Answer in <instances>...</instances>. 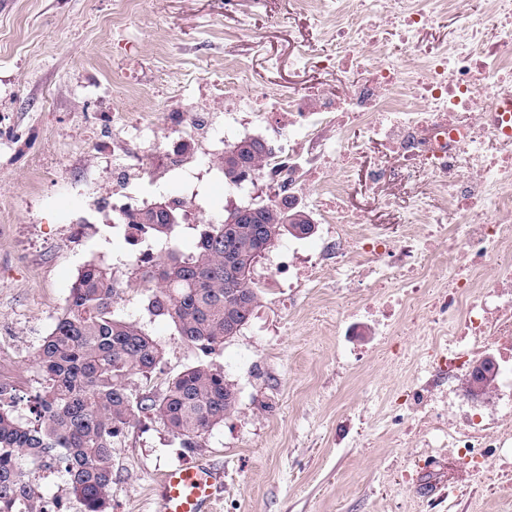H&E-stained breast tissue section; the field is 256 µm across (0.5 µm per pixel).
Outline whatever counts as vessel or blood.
Returning a JSON list of instances; mask_svg holds the SVG:
<instances>
[{
  "label": "vessel or blood",
  "mask_w": 512,
  "mask_h": 512,
  "mask_svg": "<svg viewBox=\"0 0 512 512\" xmlns=\"http://www.w3.org/2000/svg\"><path fill=\"white\" fill-rule=\"evenodd\" d=\"M223 487V469L204 463L171 467L159 483V512H212Z\"/></svg>",
  "instance_id": "b4317fda"
}]
</instances>
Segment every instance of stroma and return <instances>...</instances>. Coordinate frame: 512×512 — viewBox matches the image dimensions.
<instances>
[{"instance_id": "obj_1", "label": "stroma", "mask_w": 512, "mask_h": 512, "mask_svg": "<svg viewBox=\"0 0 512 512\" xmlns=\"http://www.w3.org/2000/svg\"><path fill=\"white\" fill-rule=\"evenodd\" d=\"M114 0H0V370L40 380L33 354L62 312L80 270L110 268L122 284L117 313L161 341L165 353L151 378L135 374L133 394L161 393L166 380L201 361L174 327L148 310L149 293L132 274L129 244L112 192V114L136 108L123 87L158 102L199 95L213 79L225 44L251 62L261 87L279 92L315 85L297 71L298 45L315 41L309 16H289L288 0H265L252 31L224 0H146L153 25L128 16L113 27ZM261 38L279 60L254 56ZM381 154L367 145L349 205L369 224L391 227L380 200L398 187L373 185L364 167ZM182 170L145 175L137 189L150 200L184 198ZM198 196L177 229L188 250L196 227L244 204L223 178L197 182ZM277 249L262 255L253 278L259 302L248 323L209 358L238 392L235 411L195 451L181 448L157 419L140 417L112 450V512H159L157 483L169 467L206 462L224 471L215 512H512V491L488 482L438 497L421 468L448 465L444 448L412 447L409 435L382 419V401L412 370L398 373L370 353L368 332L353 337L361 360L345 361L346 324L354 320L348 288H268Z\"/></svg>"}]
</instances>
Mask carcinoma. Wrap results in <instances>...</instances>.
Returning a JSON list of instances; mask_svg holds the SVG:
<instances>
[{"mask_svg":"<svg viewBox=\"0 0 512 512\" xmlns=\"http://www.w3.org/2000/svg\"><path fill=\"white\" fill-rule=\"evenodd\" d=\"M242 146L221 158L224 183L238 185L244 168L266 159ZM258 223L232 214L196 225L192 248L176 247L136 277L152 295L148 309L165 317L178 336L208 356L237 335L259 300L252 273L256 258L285 236L314 233L301 206L283 213L255 205ZM155 205L125 209L120 221L155 239L172 241L177 225L161 223ZM119 285L112 273L88 265L69 290L66 306L35 352L40 388L30 394L12 376L0 374V512H46L41 473L64 472L83 512H110L112 448L140 415L164 424L189 450L237 406L224 371L206 361L186 368L158 395L135 396L126 379L148 377L164 348L152 335L115 310Z\"/></svg>","mask_w":512,"mask_h":512,"instance_id":"obj_1","label":"carcinoma"}]
</instances>
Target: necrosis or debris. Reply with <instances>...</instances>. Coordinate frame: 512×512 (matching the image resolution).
<instances>
[{
  "label": "necrosis or debris",
  "instance_id": "obj_1",
  "mask_svg": "<svg viewBox=\"0 0 512 512\" xmlns=\"http://www.w3.org/2000/svg\"><path fill=\"white\" fill-rule=\"evenodd\" d=\"M310 15L318 40L293 59L301 71L340 76L336 94L313 87L274 94L225 52L222 80L160 119L193 137L201 111L223 100L241 124L276 115L283 145L258 173L291 200H312L325 236L308 260L285 249L269 288H298L329 272L369 281L379 297L360 313L373 326L420 336L414 375L386 401L392 424L415 447L445 448L461 480L512 485V0H291ZM455 27L435 45L427 32ZM375 143L374 183L426 187L392 236L362 224L347 205L359 164L350 141ZM492 357L491 398L462 387Z\"/></svg>",
  "mask_w": 512,
  "mask_h": 512
}]
</instances>
